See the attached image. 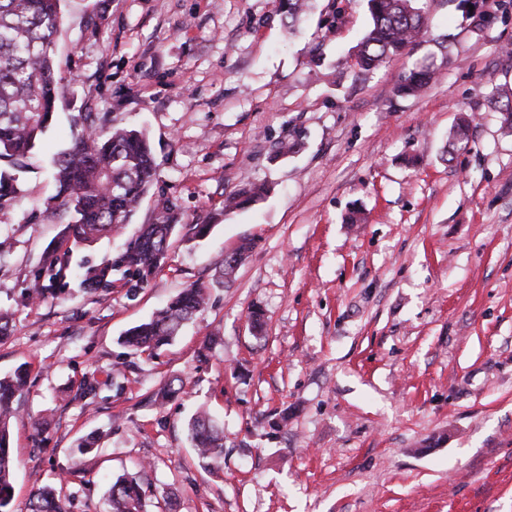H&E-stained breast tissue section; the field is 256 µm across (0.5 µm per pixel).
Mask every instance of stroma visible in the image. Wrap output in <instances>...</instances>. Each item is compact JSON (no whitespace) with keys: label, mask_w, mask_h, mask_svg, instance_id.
Returning a JSON list of instances; mask_svg holds the SVG:
<instances>
[{"label":"stroma","mask_w":512,"mask_h":512,"mask_svg":"<svg viewBox=\"0 0 512 512\" xmlns=\"http://www.w3.org/2000/svg\"><path fill=\"white\" fill-rule=\"evenodd\" d=\"M421 4L417 43L357 76L345 62L371 26L366 0H309L292 31L274 0H62L76 109L146 128L158 189L184 223L213 228L174 240L136 297L117 281L27 302L30 266L61 230L36 217L49 169L27 176L0 227L14 242L0 375L30 374L15 512L48 485L67 512H110L122 475L144 512H512V136L488 100L512 89V0H478L469 17L459 0ZM424 63L438 78L397 96ZM284 138L300 147L281 157ZM246 176L269 194L225 210ZM246 238L253 250L214 285ZM197 281L210 302L172 345L150 358L119 344ZM175 378L181 392L155 403ZM83 380L97 396L78 397ZM201 407L224 431L216 473L187 430ZM89 435L97 447L79 454Z\"/></svg>","instance_id":"obj_1"}]
</instances>
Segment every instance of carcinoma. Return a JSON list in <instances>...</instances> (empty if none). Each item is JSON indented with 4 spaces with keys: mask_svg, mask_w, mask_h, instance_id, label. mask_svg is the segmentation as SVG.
I'll use <instances>...</instances> for the list:
<instances>
[{
    "mask_svg": "<svg viewBox=\"0 0 512 512\" xmlns=\"http://www.w3.org/2000/svg\"><path fill=\"white\" fill-rule=\"evenodd\" d=\"M304 0H277V11L294 27ZM372 26L354 54L350 67L356 73L371 72L386 59L403 53L421 35L424 15L419 0H367ZM61 25L60 0H0V221L8 218L24 192L22 175L32 170L31 159L58 109L74 96L75 79L58 76L55 46ZM435 78L428 65L412 69L397 88L401 96H413ZM492 109L501 115V129L512 134V94L496 89ZM76 131L70 147L54 159L56 193L42 212L45 219L65 222L58 241L50 242L31 266L29 300L62 298L72 281L86 291H107L113 275L121 274L135 291L163 267L172 240L185 229L193 239L205 238L210 224H184L175 200L155 199V217L139 225L124 247L98 263L82 260L73 267L72 257L104 237L121 233L131 223L141 201L152 190L156 159L146 132L111 123L106 112H79L72 117ZM268 189L244 181L224 199V209H240L257 202ZM249 240L229 253L219 278L231 277L252 250ZM210 288L194 282L178 293L150 319L128 329L123 346L135 353H156L170 345L185 322L208 304ZM28 381L20 366L0 377V512H13L14 458L11 429L17 419L16 397ZM188 431L204 467L221 466L224 435L208 413L190 418ZM144 495L134 477L117 479L110 490L112 512H143ZM29 512H66L51 486L33 492Z\"/></svg>",
    "mask_w": 512,
    "mask_h": 512,
    "instance_id": "1",
    "label": "carcinoma"
}]
</instances>
